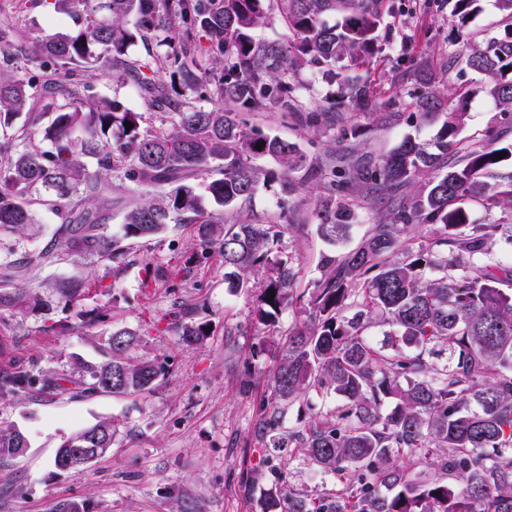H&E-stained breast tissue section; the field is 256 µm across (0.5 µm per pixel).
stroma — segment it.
<instances>
[{
    "label": "stroma",
    "instance_id": "35a3bbf8",
    "mask_svg": "<svg viewBox=\"0 0 512 512\" xmlns=\"http://www.w3.org/2000/svg\"><path fill=\"white\" fill-rule=\"evenodd\" d=\"M454 0H387L378 30V51L365 64L349 68L350 77L370 82L375 107L346 103L342 85L326 79L325 68L308 62L298 68L294 113L251 112V125L296 145L310 162L329 153L346 161L387 154L405 137L433 140L440 120L422 121L413 112L414 96L433 92L468 109L457 139L467 148L494 131L501 144L512 143V124L501 121L488 95V80L466 64L465 38L459 37ZM24 18L31 36L73 28L72 17L50 8L31 7L28 0H0V21ZM93 98L107 97L133 112L148 106L135 83H118L107 72L92 80ZM392 108H384V101ZM334 112L333 120L315 129L303 127L298 113L313 109ZM361 127L360 139L341 138L343 125ZM324 189L317 181L297 180L294 190L280 182L259 184L241 217L255 224L288 223L283 249L293 258L295 295H308L321 275L325 257H339L357 247L373 225L386 222L394 206L389 196L358 193L355 221L348 237L324 239L314 214ZM476 224H495L491 248L471 256L474 265L512 262V206L473 204ZM109 234L120 238L127 254L120 271L83 261L42 269L34 280L41 287L73 275L92 276L98 293L81 303L87 325H76L73 310L55 307L25 316L0 313V378L22 369L29 384L0 396V427L20 431L28 447L19 457L0 458V512H250L268 491L314 499L335 494L343 482L334 473H315L296 449L284 448L280 474L262 471L253 442V424L266 387L270 356L253 357L260 339L278 343L301 324L299 306L286 308L268 333L257 328L255 298L230 291L218 255L192 263L173 286L144 288V264L191 255L196 227L170 225L160 238L122 236L123 205H112L106 220ZM191 309L192 322L204 324L203 340L189 345L177 330L158 331L154 318H174ZM138 331L137 356L166 360L170 369L152 392L138 397L109 394L73 397L44 389L45 375H79L98 363L100 350L113 330ZM252 381L244 393V381ZM111 420L112 447L90 466L61 470L54 458L60 444L99 420Z\"/></svg>",
    "mask_w": 512,
    "mask_h": 512
}]
</instances>
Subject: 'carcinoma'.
Listing matches in <instances>:
<instances>
[{"label":"carcinoma","instance_id":"1","mask_svg":"<svg viewBox=\"0 0 512 512\" xmlns=\"http://www.w3.org/2000/svg\"><path fill=\"white\" fill-rule=\"evenodd\" d=\"M74 17L75 28L32 38L20 21L0 22V312L28 314L56 302L78 306L91 281L61 278L55 300L29 283L46 264L85 259L117 270L126 254L108 237L102 211L112 193L129 182L152 187L125 207L124 238H158L172 224L197 225V248L218 253L235 290H257L254 319L271 328L294 304L293 259L283 251L286 224H249L238 209L257 184L290 181L304 172L324 184L316 206L320 232H346L355 218L353 197L361 190L409 188L424 171L434 176L402 196L386 224H376L360 244L339 258L327 257L324 272L301 310L306 320L273 350L271 383L254 423L260 463L267 455L287 406L314 392L338 396L343 408L314 419L294 434L314 472L348 477L336 494L306 500L266 494L260 512H512V264L462 265L457 256L482 254L498 224H471L462 200L512 203L484 196L485 178L512 158V145L495 137L472 144L462 162L448 151L463 125L465 98L442 112L436 94L416 97L423 120L443 115L429 151L405 138L386 155L363 163H338L335 155L310 163L297 147L249 126L243 112L286 110L295 90L290 70L311 60L338 77L336 65H360L375 51L383 0H276L283 21L298 36L284 46L259 43L254 29L270 19L268 0H30ZM480 0H455L458 28L480 11ZM342 11L328 26L323 15ZM177 31L179 48L133 61L128 48L157 30ZM489 79V96L500 114H512V25L483 40L466 59ZM107 71L114 81L134 80L159 128L141 127L144 114L101 99L87 108L90 79ZM169 73L170 82L154 79ZM217 100L219 108L204 101ZM347 100L367 105L366 82L347 84ZM133 124L126 130L124 122ZM41 139L34 141L33 128ZM507 152L498 159L497 152ZM258 157L277 168L262 170ZM60 225L56 245L18 255L20 236L43 212ZM421 224L436 236L408 254L393 255L403 235ZM198 253L181 262L146 264L144 285L172 282ZM433 269L439 276L425 277ZM274 299H268V295ZM391 327L387 343L375 345L366 331ZM139 333L115 330L104 360L75 381L51 375L48 390L77 395L149 392L167 374L165 362L132 355ZM447 355L437 366L430 356ZM19 371L0 381V395L23 387ZM21 434L0 428V457L14 456ZM428 459L430 473L416 471Z\"/></svg>","mask_w":512,"mask_h":512}]
</instances>
